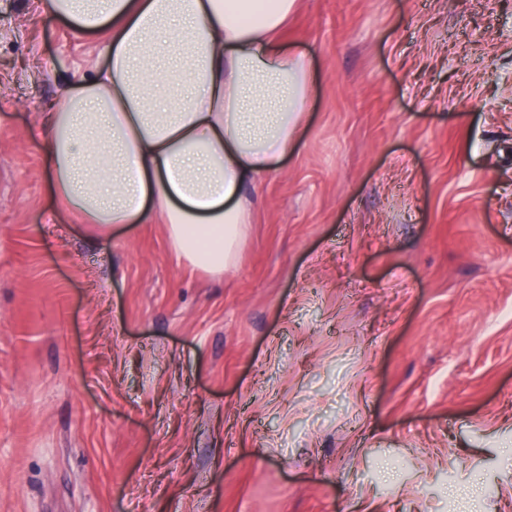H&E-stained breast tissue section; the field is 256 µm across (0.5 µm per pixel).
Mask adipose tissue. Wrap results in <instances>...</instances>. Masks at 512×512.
<instances>
[{
  "mask_svg": "<svg viewBox=\"0 0 512 512\" xmlns=\"http://www.w3.org/2000/svg\"><path fill=\"white\" fill-rule=\"evenodd\" d=\"M106 62L41 120L60 207L101 234L155 217L177 254L223 274L314 93L284 30L298 0H39Z\"/></svg>",
  "mask_w": 512,
  "mask_h": 512,
  "instance_id": "adipose-tissue-1",
  "label": "adipose tissue"
}]
</instances>
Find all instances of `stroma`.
<instances>
[{
	"mask_svg": "<svg viewBox=\"0 0 512 512\" xmlns=\"http://www.w3.org/2000/svg\"><path fill=\"white\" fill-rule=\"evenodd\" d=\"M316 90L235 264L87 233L39 117L105 62L0 0V512H512V0H301Z\"/></svg>",
	"mask_w": 512,
	"mask_h": 512,
	"instance_id": "obj_1",
	"label": "stroma"
}]
</instances>
